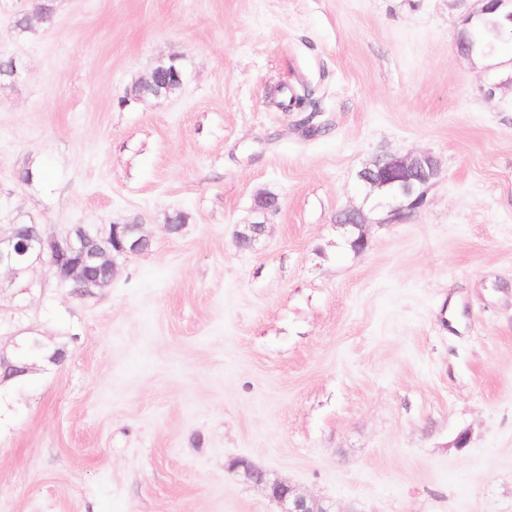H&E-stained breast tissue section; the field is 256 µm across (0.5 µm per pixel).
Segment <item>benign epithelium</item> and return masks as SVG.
Here are the masks:
<instances>
[{"mask_svg":"<svg viewBox=\"0 0 512 512\" xmlns=\"http://www.w3.org/2000/svg\"><path fill=\"white\" fill-rule=\"evenodd\" d=\"M479 13L504 11V21L512 30V11H505L507 0H478ZM167 77L162 89L154 96L169 97L180 91L184 83L181 69L173 59L158 61L148 75L138 80L143 84L148 77ZM441 174L438 159L429 152L384 153L376 156L357 173V179L367 196L375 200V208L386 211V221L402 218L404 212L420 207L424 202V188ZM281 206L276 194L259 193L255 197L253 212L255 221L246 224L236 233L235 241H248L253 249L264 237L269 217ZM368 217L363 210L347 209L336 218V227L343 230L350 249L364 251L367 239L362 232ZM102 244L91 247L88 234L81 226L71 229L65 236L45 237L34 233L24 224H13L8 234L0 235V271L19 280L30 273L37 264H45L51 275L61 284L66 280L83 281L78 288L79 296H92L96 291L112 283L117 270V260L129 254L148 250L151 239L144 234L136 221L114 222L98 229ZM47 346L46 338L30 336L20 330L10 337V349L0 347V366L21 374L33 372V358L23 354L30 345ZM243 469L245 475L262 487L267 496L279 506V512H331L322 500L308 496L292 485L272 481L265 471L257 469L245 460H237L231 469Z\"/></svg>","mask_w":512,"mask_h":512,"instance_id":"7a95c632","label":"benign epithelium"}]
</instances>
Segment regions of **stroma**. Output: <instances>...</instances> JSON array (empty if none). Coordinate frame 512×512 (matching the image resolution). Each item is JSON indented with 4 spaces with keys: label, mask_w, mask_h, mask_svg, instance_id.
Masks as SVG:
<instances>
[{
    "label": "stroma",
    "mask_w": 512,
    "mask_h": 512,
    "mask_svg": "<svg viewBox=\"0 0 512 512\" xmlns=\"http://www.w3.org/2000/svg\"><path fill=\"white\" fill-rule=\"evenodd\" d=\"M27 6L0 0V227L153 244L86 298L0 276V336L66 351L0 391V512H276L239 458L331 512H512V44L457 53L473 0H56L19 39ZM173 56L178 94L125 101ZM419 151L442 173L384 223L357 173ZM314 93L310 89L304 88L302 94L297 95L295 97H291L289 103H293V105L297 108H306L311 107L312 111L310 114L302 118L300 125L304 128V133L307 137L314 136L313 130L317 131L318 134L322 133L324 127L320 125H316L314 123V118L316 117L315 107L317 106V101L313 97ZM281 206L279 195H268L262 192L256 195L253 212L255 221L250 224H244L243 228L236 233L235 243L246 239L250 249H254L264 237L267 229L269 217L275 214ZM249 232L250 234H248ZM368 223V217L362 209L351 208L344 210L336 218L337 228L343 230L350 249L355 253L363 252L367 246V239L361 230ZM359 230L356 234L354 230Z\"/></svg>",
    "instance_id": "1"
}]
</instances>
